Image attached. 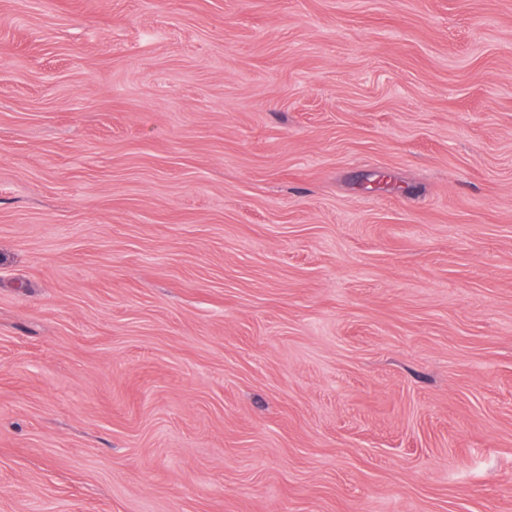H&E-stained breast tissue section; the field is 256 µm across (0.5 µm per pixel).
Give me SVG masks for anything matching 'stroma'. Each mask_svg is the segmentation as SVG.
Returning a JSON list of instances; mask_svg holds the SVG:
<instances>
[{"mask_svg": "<svg viewBox=\"0 0 512 512\" xmlns=\"http://www.w3.org/2000/svg\"><path fill=\"white\" fill-rule=\"evenodd\" d=\"M0 512H512V0H0Z\"/></svg>", "mask_w": 512, "mask_h": 512, "instance_id": "obj_1", "label": "stroma"}]
</instances>
